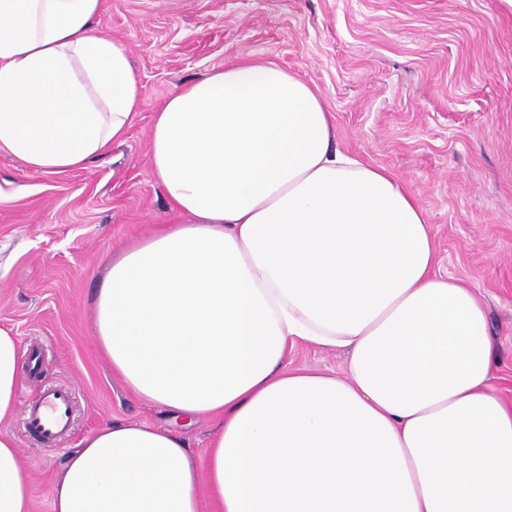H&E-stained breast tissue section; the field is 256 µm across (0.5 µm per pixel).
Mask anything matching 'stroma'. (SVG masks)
Here are the masks:
<instances>
[{
	"instance_id": "35a3bbf8",
	"label": "stroma",
	"mask_w": 512,
	"mask_h": 512,
	"mask_svg": "<svg viewBox=\"0 0 512 512\" xmlns=\"http://www.w3.org/2000/svg\"><path fill=\"white\" fill-rule=\"evenodd\" d=\"M98 30L127 45L144 106L124 142L46 175L0 153V327L25 354L19 402L70 388L73 424L46 446L0 422L24 461L32 512L56 471L115 421L178 432L204 459L215 419L134 397L102 359L93 299L122 245L183 223L149 164L155 112L181 85L240 57L275 61L323 92L336 145L400 178L426 213L441 272L486 304L495 386L512 403V8L503 0H103ZM347 354L307 345L288 361L343 375Z\"/></svg>"
}]
</instances>
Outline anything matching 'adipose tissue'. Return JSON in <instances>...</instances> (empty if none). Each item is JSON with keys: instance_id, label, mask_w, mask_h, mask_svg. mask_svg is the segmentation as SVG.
Here are the masks:
<instances>
[{"instance_id": "adipose-tissue-1", "label": "adipose tissue", "mask_w": 512, "mask_h": 512, "mask_svg": "<svg viewBox=\"0 0 512 512\" xmlns=\"http://www.w3.org/2000/svg\"><path fill=\"white\" fill-rule=\"evenodd\" d=\"M101 10L0 0V153L28 170L86 168L142 107ZM150 164L186 221L118 250L96 338L134 395L217 429L200 464L173 432L102 426L57 471L51 512H512L485 303L437 272L412 192L337 147L315 85L227 62L156 112ZM300 343L346 349L344 377L289 367ZM22 359L0 328V422ZM31 498L0 431V512Z\"/></svg>"}]
</instances>
